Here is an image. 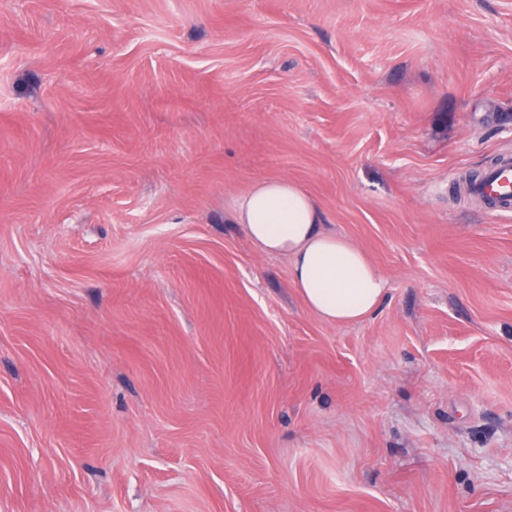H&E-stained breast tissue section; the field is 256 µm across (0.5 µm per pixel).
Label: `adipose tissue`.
I'll return each instance as SVG.
<instances>
[{
  "instance_id": "adipose-tissue-1",
  "label": "adipose tissue",
  "mask_w": 512,
  "mask_h": 512,
  "mask_svg": "<svg viewBox=\"0 0 512 512\" xmlns=\"http://www.w3.org/2000/svg\"><path fill=\"white\" fill-rule=\"evenodd\" d=\"M235 221L262 252L288 258L293 287L325 322L363 321L384 302L388 283L380 269L353 242L323 230L321 210L294 182L255 184Z\"/></svg>"
}]
</instances>
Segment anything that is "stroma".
Wrapping results in <instances>:
<instances>
[{
    "label": "stroma",
    "mask_w": 512,
    "mask_h": 512,
    "mask_svg": "<svg viewBox=\"0 0 512 512\" xmlns=\"http://www.w3.org/2000/svg\"><path fill=\"white\" fill-rule=\"evenodd\" d=\"M512 0H0V512H512ZM284 178L388 281L309 311ZM467 192L485 203L493 211L512 209V158L506 157L501 165L490 169L484 177L467 188ZM503 196L508 197V201ZM235 221L262 252L288 257L293 287L325 322L363 321L384 302L388 283L380 269L353 242L323 230L321 210L294 182L255 184Z\"/></svg>",
    "instance_id": "stroma-1"
}]
</instances>
